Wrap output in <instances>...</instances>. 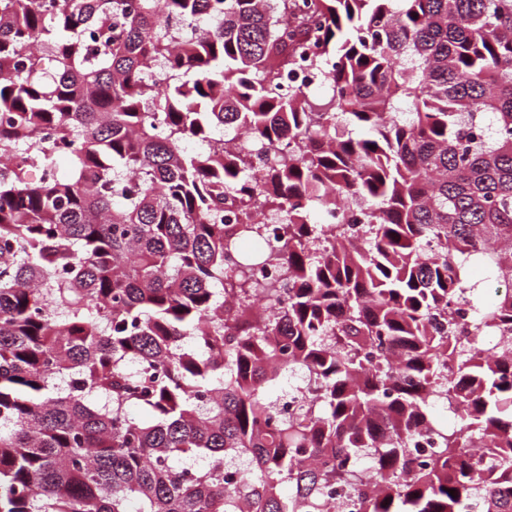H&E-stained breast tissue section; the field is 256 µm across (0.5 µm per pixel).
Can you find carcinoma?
<instances>
[{
	"instance_id": "obj_1",
	"label": "carcinoma",
	"mask_w": 512,
	"mask_h": 512,
	"mask_svg": "<svg viewBox=\"0 0 512 512\" xmlns=\"http://www.w3.org/2000/svg\"><path fill=\"white\" fill-rule=\"evenodd\" d=\"M511 287L512 0H0V512H512ZM304 52L307 55L305 62L296 68L290 75L285 77V82L290 89L304 90L312 87L313 85L323 81V74H321L315 66L310 64L317 52V49L312 45L306 46ZM309 93L316 99L322 98L325 93L322 89L310 88Z\"/></svg>"
}]
</instances>
